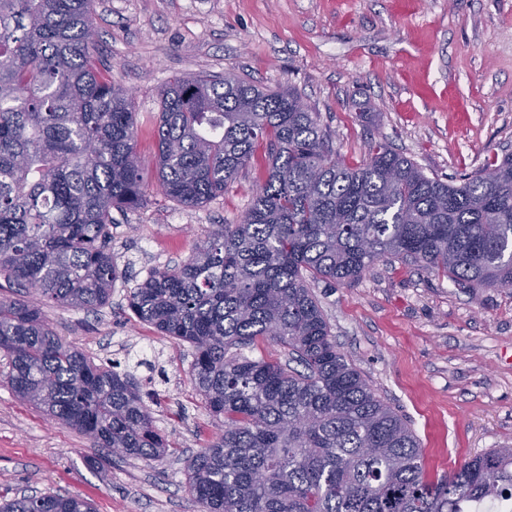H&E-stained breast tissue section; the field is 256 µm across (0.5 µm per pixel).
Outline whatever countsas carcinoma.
<instances>
[{
  "instance_id": "carcinoma-1",
  "label": "carcinoma",
  "mask_w": 512,
  "mask_h": 512,
  "mask_svg": "<svg viewBox=\"0 0 512 512\" xmlns=\"http://www.w3.org/2000/svg\"><path fill=\"white\" fill-rule=\"evenodd\" d=\"M93 0H0V277L59 306L106 305L122 276L112 210L141 201L138 106L112 86ZM157 187L201 207L266 144L237 224L150 273L128 309L195 351L192 380L222 430L187 464L200 512H512V448L429 478L407 420L341 353L313 291L377 261L425 267L463 290L512 288V153L456 183L385 144L336 160L293 87L187 75L160 93ZM273 340L302 366L232 348ZM0 352L21 400L114 455L168 451L134 379L96 364L28 299L0 296ZM0 512H94L78 496L0 501Z\"/></svg>"
}]
</instances>
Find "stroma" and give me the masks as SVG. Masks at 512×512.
Instances as JSON below:
<instances>
[{
    "mask_svg": "<svg viewBox=\"0 0 512 512\" xmlns=\"http://www.w3.org/2000/svg\"><path fill=\"white\" fill-rule=\"evenodd\" d=\"M93 19L113 84L140 110L147 190L113 214L109 247L126 275L109 304L43 313L96 363L133 375L169 451L91 467L98 449L21 401L0 356V499L51 493L96 512H194L187 460L220 425L193 386L192 347L140 322L127 301L153 270L185 261L211 225L237 223L264 170L253 161L198 208L165 198L154 161L161 88L225 73L290 85L345 164L386 142L452 181L512 153V0H94ZM315 292L338 349L415 431L429 477L512 448V289L465 291L395 260Z\"/></svg>",
    "mask_w": 512,
    "mask_h": 512,
    "instance_id": "stroma-1",
    "label": "stroma"
}]
</instances>
